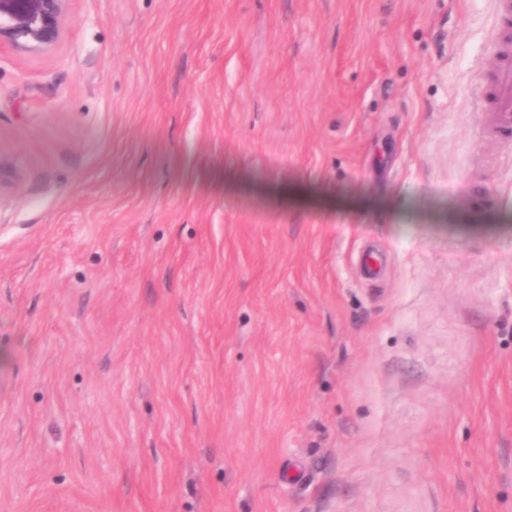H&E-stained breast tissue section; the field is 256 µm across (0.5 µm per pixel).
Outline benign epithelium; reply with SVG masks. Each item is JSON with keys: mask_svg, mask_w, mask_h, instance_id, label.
I'll use <instances>...</instances> for the list:
<instances>
[{"mask_svg": "<svg viewBox=\"0 0 512 512\" xmlns=\"http://www.w3.org/2000/svg\"><path fill=\"white\" fill-rule=\"evenodd\" d=\"M68 0H0V42L41 52L60 39Z\"/></svg>", "mask_w": 512, "mask_h": 512, "instance_id": "benign-epithelium-1", "label": "benign epithelium"}]
</instances>
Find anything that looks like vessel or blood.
I'll return each mask as SVG.
<instances>
[{
	"label": "vessel or blood",
	"mask_w": 512,
	"mask_h": 512,
	"mask_svg": "<svg viewBox=\"0 0 512 512\" xmlns=\"http://www.w3.org/2000/svg\"><path fill=\"white\" fill-rule=\"evenodd\" d=\"M496 26L502 36L498 40V63L490 74L493 114L489 134H512V39L504 32L512 27V0H499Z\"/></svg>",
	"instance_id": "obj_1"
}]
</instances>
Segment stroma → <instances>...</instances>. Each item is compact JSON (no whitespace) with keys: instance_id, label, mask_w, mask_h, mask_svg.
Masks as SVG:
<instances>
[{"instance_id":"35a3bbf8","label":"stroma","mask_w":512,"mask_h":512,"mask_svg":"<svg viewBox=\"0 0 512 512\" xmlns=\"http://www.w3.org/2000/svg\"><path fill=\"white\" fill-rule=\"evenodd\" d=\"M494 18L70 0L1 44L0 512H512Z\"/></svg>"}]
</instances>
